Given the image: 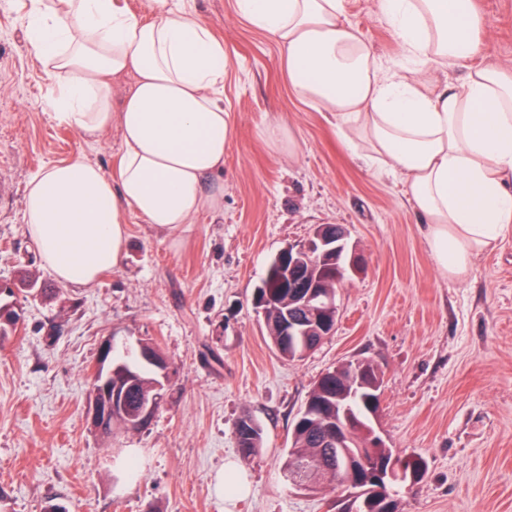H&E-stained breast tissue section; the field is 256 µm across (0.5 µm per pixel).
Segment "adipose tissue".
<instances>
[{"mask_svg": "<svg viewBox=\"0 0 512 512\" xmlns=\"http://www.w3.org/2000/svg\"><path fill=\"white\" fill-rule=\"evenodd\" d=\"M270 33L292 92L321 107L358 159L401 181L449 280L512 235V73L473 67L486 26L473 0H379L416 65L384 67L347 23L346 0H236ZM28 48L58 86L53 118L94 141L121 132L117 177L75 157L34 174L24 221L56 279L84 285L118 268L129 215L175 229L222 210L232 117L220 90L231 56L189 0H30ZM467 65L439 88L447 63ZM133 84L120 111L112 80Z\"/></svg>", "mask_w": 512, "mask_h": 512, "instance_id": "ef3b65f1", "label": "adipose tissue"}]
</instances>
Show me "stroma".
Segmentation results:
<instances>
[{
	"label": "stroma",
	"instance_id": "1",
	"mask_svg": "<svg viewBox=\"0 0 512 512\" xmlns=\"http://www.w3.org/2000/svg\"><path fill=\"white\" fill-rule=\"evenodd\" d=\"M26 2L0 0V283L29 272L53 294L21 300L22 324L0 345V512H339L342 490L297 489L283 463L313 384L361 360L382 377L377 436L427 466L400 489L398 512H512V238L449 281L403 184L353 160L323 110L288 92L274 38L236 0H194L233 60L224 210L173 234L130 218L119 268L63 284L26 230L27 183L75 156L116 175L120 130L85 142L51 118L58 89L28 50ZM474 2L486 26L473 65L512 72V0ZM346 20L384 66H405L378 0H347ZM281 119L297 154L261 135ZM321 224L344 226L362 264L336 290L333 335L290 361L253 295L271 257ZM109 336L153 342L174 376L147 427L115 430L107 445L87 407ZM246 415L265 439L249 460L234 434ZM228 460L250 481L231 503L215 489Z\"/></svg>",
	"mask_w": 512,
	"mask_h": 512
}]
</instances>
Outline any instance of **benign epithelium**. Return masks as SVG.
I'll list each match as a JSON object with an SVG mask.
<instances>
[{
	"label": "benign epithelium",
	"mask_w": 512,
	"mask_h": 512,
	"mask_svg": "<svg viewBox=\"0 0 512 512\" xmlns=\"http://www.w3.org/2000/svg\"><path fill=\"white\" fill-rule=\"evenodd\" d=\"M347 233L341 226L333 231L317 227L313 237L303 244H288L276 254L277 262L288 280V302L290 307L282 321L281 335L290 341H298L316 333L330 336L335 323L327 317L333 307L334 294L325 287L329 278L341 280V275L360 266V259L347 255ZM122 348L146 362L155 364L160 373L161 388H167L173 369L164 355L154 356L144 343L134 344L115 341L109 336L100 345L97 365L90 382L89 415L94 430L100 435L112 433L116 423V405L122 403L124 393L120 386L113 385L116 365L112 362V351ZM359 395L358 391L336 397V417L328 420L322 433L326 442L336 448V470L348 469L357 475V488L345 492V498L360 501L365 512H395L394 499L389 497L391 485L414 482L413 472L407 470L406 461L392 459L389 463L375 460V450L383 444L374 432H368V440L358 448L350 447L355 430L360 427L356 415L349 410V401ZM164 392L151 394L142 401V417L150 420L159 410ZM289 481L304 490L317 488L309 470L302 466L288 473Z\"/></svg>",
	"instance_id": "obj_1"
}]
</instances>
